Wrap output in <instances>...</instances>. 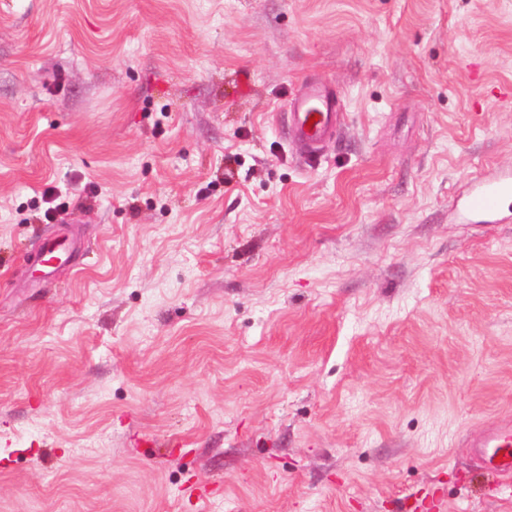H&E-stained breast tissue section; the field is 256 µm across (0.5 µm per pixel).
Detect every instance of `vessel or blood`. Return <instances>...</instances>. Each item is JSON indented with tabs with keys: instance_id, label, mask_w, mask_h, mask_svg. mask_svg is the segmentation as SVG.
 <instances>
[{
	"instance_id": "vessel-or-blood-1",
	"label": "vessel or blood",
	"mask_w": 512,
	"mask_h": 512,
	"mask_svg": "<svg viewBox=\"0 0 512 512\" xmlns=\"http://www.w3.org/2000/svg\"><path fill=\"white\" fill-rule=\"evenodd\" d=\"M289 132L308 153L320 145L338 125L340 99L334 88L321 81L306 82L302 91L288 103ZM512 200V172L492 179H481L463 201L467 216L493 222L507 200ZM483 469L512 477V421L484 427L465 443Z\"/></svg>"
}]
</instances>
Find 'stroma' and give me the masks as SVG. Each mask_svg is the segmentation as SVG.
Instances as JSON below:
<instances>
[{
	"instance_id": "35a3bbf8",
	"label": "stroma",
	"mask_w": 512,
	"mask_h": 512,
	"mask_svg": "<svg viewBox=\"0 0 512 512\" xmlns=\"http://www.w3.org/2000/svg\"><path fill=\"white\" fill-rule=\"evenodd\" d=\"M508 171L512 0H0V512H512ZM288 110L290 135L310 154L318 151L341 119L337 92L321 81L306 82L302 91L289 101ZM314 116H318V121L308 125ZM508 199L512 200V172L478 180L465 197L462 207L468 217L492 223L503 212L502 207ZM465 447L480 461L483 469L504 477H512V421L484 427L469 438ZM501 456L500 461L496 460Z\"/></svg>"
}]
</instances>
